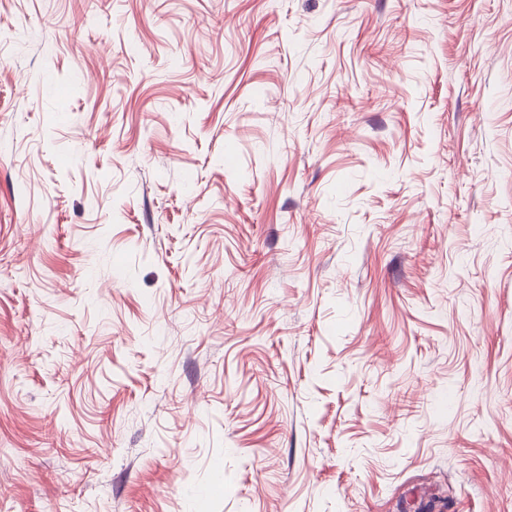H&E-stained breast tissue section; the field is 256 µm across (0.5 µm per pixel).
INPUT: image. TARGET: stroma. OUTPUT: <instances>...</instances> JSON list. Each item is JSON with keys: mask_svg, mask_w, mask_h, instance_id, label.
Here are the masks:
<instances>
[{"mask_svg": "<svg viewBox=\"0 0 512 512\" xmlns=\"http://www.w3.org/2000/svg\"><path fill=\"white\" fill-rule=\"evenodd\" d=\"M0 512H512V0H0Z\"/></svg>", "mask_w": 512, "mask_h": 512, "instance_id": "obj_1", "label": "stroma"}]
</instances>
